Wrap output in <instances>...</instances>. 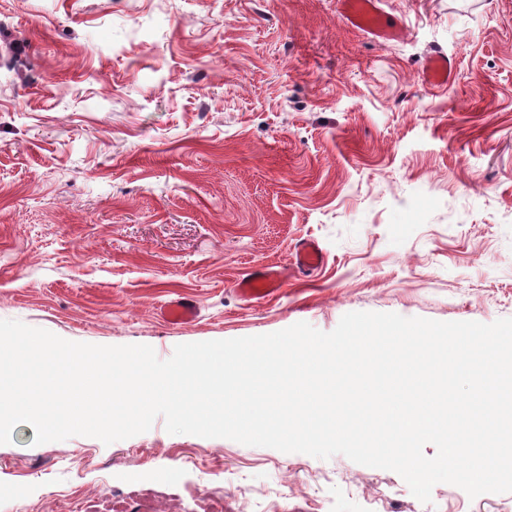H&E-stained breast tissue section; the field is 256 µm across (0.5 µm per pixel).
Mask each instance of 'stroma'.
Wrapping results in <instances>:
<instances>
[{
  "label": "stroma",
  "instance_id": "35a3bbf8",
  "mask_svg": "<svg viewBox=\"0 0 512 512\" xmlns=\"http://www.w3.org/2000/svg\"><path fill=\"white\" fill-rule=\"evenodd\" d=\"M0 0V319L74 342L512 318V0ZM456 75L423 76L434 51ZM324 262L245 298L252 270ZM180 296L197 317L159 314ZM0 444V512H512L511 493L224 438ZM341 11L348 24L375 39L383 41L396 40L401 29L380 7L379 0H340ZM323 255L313 240L303 242L294 255V267L297 271H307L321 264Z\"/></svg>",
  "mask_w": 512,
  "mask_h": 512
}]
</instances>
